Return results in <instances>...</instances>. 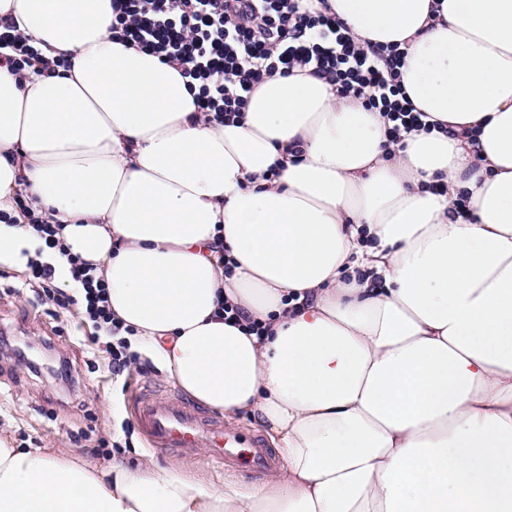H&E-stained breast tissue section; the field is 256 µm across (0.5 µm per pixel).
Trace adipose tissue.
I'll return each mask as SVG.
<instances>
[{"instance_id": "ef3b65f1", "label": "adipose tissue", "mask_w": 512, "mask_h": 512, "mask_svg": "<svg viewBox=\"0 0 512 512\" xmlns=\"http://www.w3.org/2000/svg\"><path fill=\"white\" fill-rule=\"evenodd\" d=\"M327 3L405 47L403 91L447 133L391 144L309 67L211 122L113 38L112 0H0L42 58L0 67V211L24 194L65 246L0 224V265L66 288L95 267L169 379L283 459L216 484L0 438V512H512V0Z\"/></svg>"}]
</instances>
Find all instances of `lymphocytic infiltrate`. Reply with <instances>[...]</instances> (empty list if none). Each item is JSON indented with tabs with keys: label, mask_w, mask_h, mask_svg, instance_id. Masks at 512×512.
<instances>
[{
	"label": "lymphocytic infiltrate",
	"mask_w": 512,
	"mask_h": 512,
	"mask_svg": "<svg viewBox=\"0 0 512 512\" xmlns=\"http://www.w3.org/2000/svg\"><path fill=\"white\" fill-rule=\"evenodd\" d=\"M112 14L113 33L175 67L197 88L200 110L214 121L238 118L264 76L309 67L383 112L392 143L433 129L401 93L404 50L359 44L328 14L326 0H112ZM37 57L32 39L12 17L1 16L0 66L19 71ZM30 274L42 297L59 309L80 310L101 333L113 374L138 363L112 316L109 285L94 267L74 266V293L55 287L51 266L31 263Z\"/></svg>",
	"instance_id": "1"
}]
</instances>
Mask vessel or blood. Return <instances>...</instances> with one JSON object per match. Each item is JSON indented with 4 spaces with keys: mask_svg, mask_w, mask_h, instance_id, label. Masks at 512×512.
<instances>
[{
    "mask_svg": "<svg viewBox=\"0 0 512 512\" xmlns=\"http://www.w3.org/2000/svg\"><path fill=\"white\" fill-rule=\"evenodd\" d=\"M136 420L151 445L156 448H180L187 451L207 446L212 461L225 469L275 467L278 458L256 438L229 430L221 416L207 419L172 397L145 395L135 406Z\"/></svg>",
    "mask_w": 512,
    "mask_h": 512,
    "instance_id": "obj_1",
    "label": "vessel or blood"
}]
</instances>
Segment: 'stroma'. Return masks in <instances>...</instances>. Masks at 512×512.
Here are the masks:
<instances>
[{"mask_svg": "<svg viewBox=\"0 0 512 512\" xmlns=\"http://www.w3.org/2000/svg\"><path fill=\"white\" fill-rule=\"evenodd\" d=\"M34 288L28 270L0 267V335L30 342L41 365L40 372H31L0 351V435L16 447L40 446L88 459L90 448L73 441L83 431L91 443L102 438L122 442L117 460L140 459L161 468L180 465L209 481L223 482L225 473L210 462L207 448L188 455L161 452L142 433L134 402L145 385L163 396L178 394L166 374L158 369L145 374L132 367L113 376L96 329L79 325L76 312L42 302ZM61 356L71 363L74 384L54 373Z\"/></svg>", "mask_w": 512, "mask_h": 512, "instance_id": "1", "label": "stroma"}]
</instances>
